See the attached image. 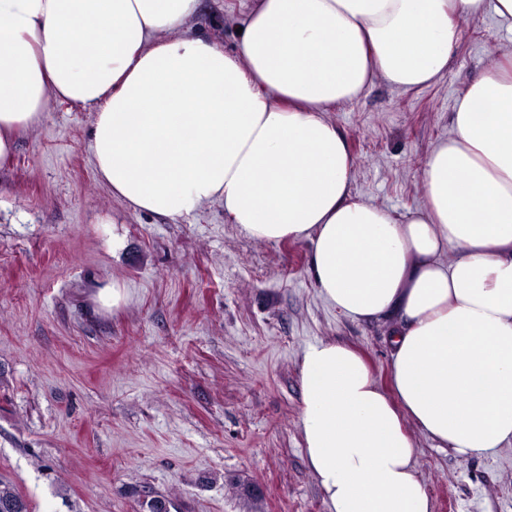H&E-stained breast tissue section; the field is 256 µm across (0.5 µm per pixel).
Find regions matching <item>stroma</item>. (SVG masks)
I'll use <instances>...</instances> for the list:
<instances>
[{"instance_id": "stroma-1", "label": "stroma", "mask_w": 512, "mask_h": 512, "mask_svg": "<svg viewBox=\"0 0 512 512\" xmlns=\"http://www.w3.org/2000/svg\"><path fill=\"white\" fill-rule=\"evenodd\" d=\"M249 6L201 0L189 31L237 51ZM507 55L512 28L488 10L460 22L437 84L378 78L326 112L355 158L353 195L399 217L420 204L456 98ZM93 119L50 98L0 162V482L30 512H148L154 497L170 512H328L304 452L300 359L334 341L388 385L392 319L337 311L307 242L253 240L223 202L175 221L113 197L91 163ZM114 282L124 303L100 309ZM406 428L433 512H512V447L465 461Z\"/></svg>"}]
</instances>
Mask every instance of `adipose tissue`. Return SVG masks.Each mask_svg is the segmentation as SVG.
Listing matches in <instances>:
<instances>
[{
  "label": "adipose tissue",
  "mask_w": 512,
  "mask_h": 512,
  "mask_svg": "<svg viewBox=\"0 0 512 512\" xmlns=\"http://www.w3.org/2000/svg\"><path fill=\"white\" fill-rule=\"evenodd\" d=\"M199 4L0 0V160L60 97L94 111V171L134 210L180 219L219 200L251 239L309 242L336 310L399 319L393 394L347 346L303 353L305 456L328 510L432 512L406 420L463 460L512 446V61L457 99L400 218L352 195L325 114L377 77L435 85L458 21H512V0H253L234 54L185 35Z\"/></svg>",
  "instance_id": "ef3b65f1"
}]
</instances>
